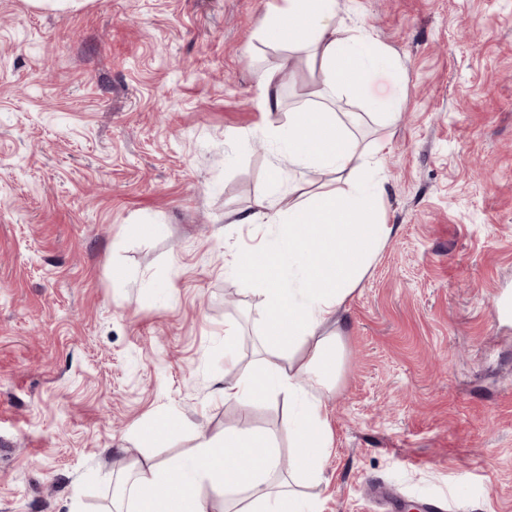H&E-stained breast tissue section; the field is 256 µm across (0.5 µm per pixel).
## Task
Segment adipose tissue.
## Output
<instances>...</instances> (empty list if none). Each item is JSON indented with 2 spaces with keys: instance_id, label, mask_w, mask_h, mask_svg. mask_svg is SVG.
I'll use <instances>...</instances> for the list:
<instances>
[{
  "instance_id": "ef3b65f1",
  "label": "adipose tissue",
  "mask_w": 512,
  "mask_h": 512,
  "mask_svg": "<svg viewBox=\"0 0 512 512\" xmlns=\"http://www.w3.org/2000/svg\"><path fill=\"white\" fill-rule=\"evenodd\" d=\"M340 0H281L267 31L287 29L288 56L319 58L323 84L339 94L361 83L369 69L387 67L386 46L369 33L341 38ZM289 163L336 174L368 165L344 127L325 112L302 113L287 137ZM382 187L367 175L344 198L316 192L288 206V242L278 251L237 254L233 270L253 281L271 312L260 373H244L225 385L224 395L250 404L278 390L294 400L291 423L298 475L317 479L333 443L329 410L319 391L335 381L340 336L319 335V327L340 313L366 274L393 227L380 223ZM289 358L288 367L278 363ZM279 458L271 437L240 425L220 439L199 437L185 461L138 460L122 472L112 497L114 512H210V497L231 512H321L294 479L277 480Z\"/></svg>"
}]
</instances>
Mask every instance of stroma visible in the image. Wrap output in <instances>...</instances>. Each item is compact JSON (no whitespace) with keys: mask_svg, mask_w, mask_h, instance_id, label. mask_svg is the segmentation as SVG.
<instances>
[{"mask_svg":"<svg viewBox=\"0 0 512 512\" xmlns=\"http://www.w3.org/2000/svg\"><path fill=\"white\" fill-rule=\"evenodd\" d=\"M279 0H0V512H110L133 461L191 457L249 412L288 477L293 411L225 400L261 368L266 301L233 255L278 251L298 112H332L380 159L394 231L338 321L323 512H512V0H341L391 65L326 97L261 21ZM287 76L271 127L257 78ZM401 96L396 123L385 103ZM278 181H271L272 170ZM237 336L224 346V330ZM169 415L144 447L138 427Z\"/></svg>","mask_w":512,"mask_h":512,"instance_id":"obj_1","label":"stroma"}]
</instances>
